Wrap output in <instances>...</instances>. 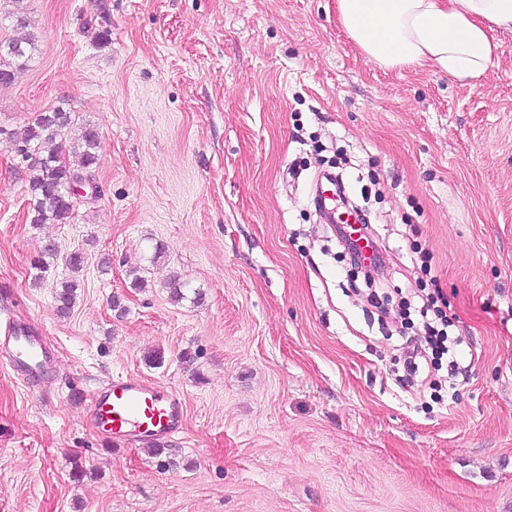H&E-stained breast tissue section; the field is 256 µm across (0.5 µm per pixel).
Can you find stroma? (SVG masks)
<instances>
[{"label": "stroma", "instance_id": "stroma-1", "mask_svg": "<svg viewBox=\"0 0 512 512\" xmlns=\"http://www.w3.org/2000/svg\"><path fill=\"white\" fill-rule=\"evenodd\" d=\"M4 8L28 25L0 41L38 53L0 85V317L51 361L0 358V512H512V31L470 87L367 62L336 0ZM57 107L96 125L101 193L34 224L11 135ZM325 170L386 248L372 279L316 211ZM418 247L464 369L438 391L372 303L413 297ZM116 377L176 395L180 429L104 440L90 396ZM59 285L58 287L57 284L55 294L57 302L56 309L61 316H67L75 305L77 297L76 290L79 285L77 281L73 279L62 281Z\"/></svg>", "mask_w": 512, "mask_h": 512}]
</instances>
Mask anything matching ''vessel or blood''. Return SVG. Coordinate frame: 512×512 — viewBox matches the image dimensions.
<instances>
[{
	"mask_svg": "<svg viewBox=\"0 0 512 512\" xmlns=\"http://www.w3.org/2000/svg\"><path fill=\"white\" fill-rule=\"evenodd\" d=\"M37 339L26 326L7 323L0 333V352H5L14 372L27 376L43 366ZM95 425L114 440L140 437L158 442L174 433L181 419L178 399L144 384L137 378H118L97 390L92 399Z\"/></svg>",
	"mask_w": 512,
	"mask_h": 512,
	"instance_id": "b4317fda",
	"label": "vessel or blood"
}]
</instances>
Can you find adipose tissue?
<instances>
[{
    "mask_svg": "<svg viewBox=\"0 0 512 512\" xmlns=\"http://www.w3.org/2000/svg\"><path fill=\"white\" fill-rule=\"evenodd\" d=\"M364 58L383 68L429 66L478 83L499 56L497 30H512V0H336Z\"/></svg>",
    "mask_w": 512,
    "mask_h": 512,
    "instance_id": "ef3b65f1",
    "label": "adipose tissue"
}]
</instances>
